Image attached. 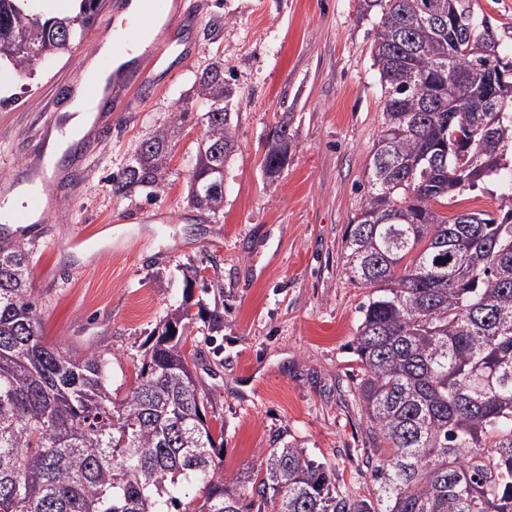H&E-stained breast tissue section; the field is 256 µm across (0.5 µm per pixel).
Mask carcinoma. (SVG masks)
<instances>
[{"label":"carcinoma","instance_id":"1","mask_svg":"<svg viewBox=\"0 0 512 512\" xmlns=\"http://www.w3.org/2000/svg\"><path fill=\"white\" fill-rule=\"evenodd\" d=\"M0 0V63L31 74L84 39L103 0L45 18ZM362 0L379 9L373 60L383 91L382 130L368 162L369 191L347 225L346 265L369 289L351 347L356 400L376 464L374 498L353 499L333 470L288 441L234 478L224 476V429L214 435L188 350L189 309L177 308L143 351L136 382L119 400L102 353L62 352L43 335L26 277L30 255L0 245V512H512V95L495 141L476 137L466 166L448 153V131L478 120L485 76L512 63L495 28L470 0ZM195 101L144 139L112 193L159 188L172 175V142L206 121L188 196L224 208L217 191L237 148L224 98L236 84L224 61L194 82ZM288 121L271 128L262 171L288 167ZM499 188L495 217H448L434 205Z\"/></svg>","mask_w":512,"mask_h":512}]
</instances>
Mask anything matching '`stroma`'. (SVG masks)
<instances>
[{"label":"stroma","mask_w":512,"mask_h":512,"mask_svg":"<svg viewBox=\"0 0 512 512\" xmlns=\"http://www.w3.org/2000/svg\"><path fill=\"white\" fill-rule=\"evenodd\" d=\"M198 3L196 32H169L175 50L151 72L158 91L118 117L110 139L76 154L80 193L22 242L44 336L64 351L107 353L123 397L154 328L188 306L207 409L224 421L225 476L289 440L329 465L349 496L372 498L351 348L367 291L351 280L343 246L383 122L371 52L378 17L361 13L360 0ZM115 22L99 13L69 59L42 62L35 77L0 68V180L25 162L51 100L68 103L64 84H82L89 46ZM218 58L242 95L223 211L187 201L199 124L182 132L168 182L112 194L113 175ZM283 119L291 155L272 182L261 168L265 138ZM78 234L79 250L69 245ZM216 309L224 322L212 330Z\"/></svg>","instance_id":"obj_1"}]
</instances>
